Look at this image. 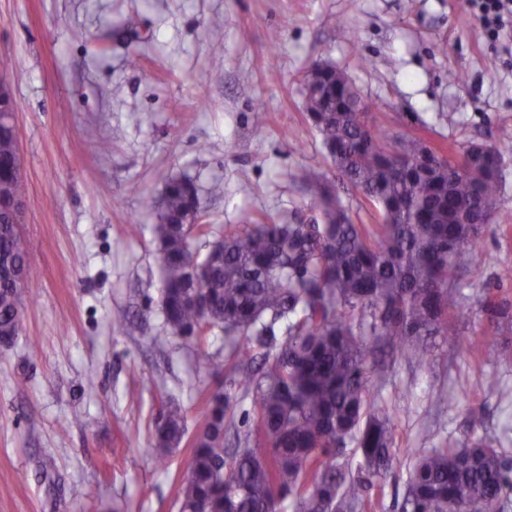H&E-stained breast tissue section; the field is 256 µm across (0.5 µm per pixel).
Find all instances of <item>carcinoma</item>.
I'll return each mask as SVG.
<instances>
[{
    "mask_svg": "<svg viewBox=\"0 0 512 512\" xmlns=\"http://www.w3.org/2000/svg\"><path fill=\"white\" fill-rule=\"evenodd\" d=\"M304 108L342 182L378 214L354 224L335 186L313 172L306 182L321 218L296 210L286 223L237 224L204 255L193 239L211 233L198 194L187 178H173L157 211L161 302L174 336L192 339L205 325L224 330L241 374L243 396L253 395V423L224 447L229 397L212 392L180 484V512H375L371 490L399 459L391 417L376 406L384 375L370 368L388 345L395 358L428 365L439 343L455 341L452 314L484 229L505 192L503 151L472 143L460 154L420 156L421 141L378 130L347 74L315 64L303 78ZM20 161L11 128L0 123V184L25 194L13 178ZM482 219L460 224L461 213ZM36 272L17 225L0 210V264ZM284 320L286 340L273 360L254 366L236 339L269 345ZM23 330L20 291L0 284V337ZM185 435L181 411L169 407L155 428L159 460ZM352 444L357 475L339 462ZM512 467L501 449L483 440L410 453L400 512H505Z\"/></svg>",
    "mask_w": 512,
    "mask_h": 512,
    "instance_id": "obj_1",
    "label": "carcinoma"
}]
</instances>
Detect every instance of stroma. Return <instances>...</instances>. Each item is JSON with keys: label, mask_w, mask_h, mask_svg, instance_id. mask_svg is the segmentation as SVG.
I'll use <instances>...</instances> for the list:
<instances>
[{"label": "stroma", "mask_w": 512, "mask_h": 512, "mask_svg": "<svg viewBox=\"0 0 512 512\" xmlns=\"http://www.w3.org/2000/svg\"><path fill=\"white\" fill-rule=\"evenodd\" d=\"M2 58L38 277L22 333L0 346V512H179L208 394H230L245 428L252 402L223 330L185 340L164 324L157 214L143 202L186 177L215 228L288 221L308 203L307 172L336 178L303 109L312 64L343 70L392 136L458 153L512 141V28L488 36L468 0H0ZM505 266L512 184L473 256L461 346L389 367L377 404L399 448L485 438L512 462V332L494 327L512 320ZM490 334L499 350L475 351ZM486 374L494 393L474 389ZM167 403L186 433L162 467Z\"/></svg>", "instance_id": "obj_1"}]
</instances>
